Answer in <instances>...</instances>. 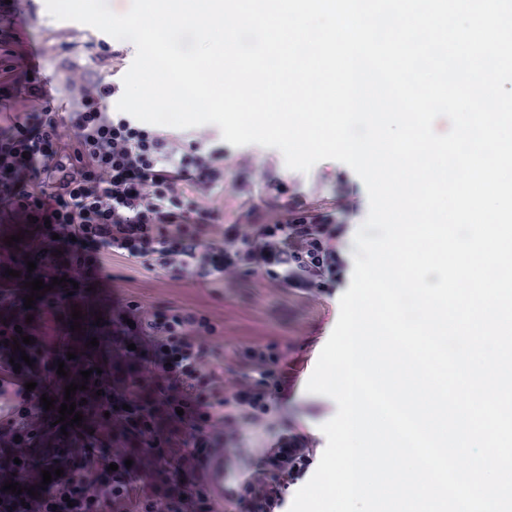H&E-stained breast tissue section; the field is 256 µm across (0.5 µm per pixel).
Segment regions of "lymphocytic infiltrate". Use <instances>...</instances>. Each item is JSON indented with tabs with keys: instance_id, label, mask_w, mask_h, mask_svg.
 Returning a JSON list of instances; mask_svg holds the SVG:
<instances>
[{
	"instance_id": "f902f5d3",
	"label": "lymphocytic infiltrate",
	"mask_w": 512,
	"mask_h": 512,
	"mask_svg": "<svg viewBox=\"0 0 512 512\" xmlns=\"http://www.w3.org/2000/svg\"><path fill=\"white\" fill-rule=\"evenodd\" d=\"M114 93L100 81L83 89L75 111L11 116L0 132V204L34 217L41 233L91 253L150 258L179 278L233 282L262 272L276 290L309 294L342 279L348 259L330 215L312 213L297 196L285 204L274 197L225 223L213 203L224 186L223 152L109 110ZM134 316L157 377L186 415L176 455L228 469L246 462L245 512H283L287 481L310 461L308 437L286 422L258 459L237 445L245 425L281 411L286 373L278 344L251 343L228 356L200 312L139 304ZM40 414L13 376H0V441L25 436ZM126 455L94 448L53 461L62 474L36 512H111L134 491ZM177 484V491L145 496L147 512H219L205 481L181 476Z\"/></svg>"
}]
</instances>
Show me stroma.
I'll list each match as a JSON object with an SVG mask.
<instances>
[{
	"label": "stroma",
	"instance_id": "35a3bbf8",
	"mask_svg": "<svg viewBox=\"0 0 512 512\" xmlns=\"http://www.w3.org/2000/svg\"><path fill=\"white\" fill-rule=\"evenodd\" d=\"M39 57L41 77L50 82L54 95H36V80L29 78L32 57ZM135 56L128 42L120 41L82 23L52 18L45 0H0V111L39 112L45 105L61 111L75 109L88 81L114 73H126ZM207 145L224 152V221L234 223L250 203L267 194L281 199L299 195L314 211L331 214L344 227L341 241L354 253V235L365 220L369 201L363 182L347 165L334 160L317 163L309 172L289 169L282 153L250 144H226L220 129L207 125ZM357 208H348L349 199ZM37 227L16 214L0 213V270L35 262L30 277L42 279L48 289L32 310L25 333L32 339L26 354L33 362L38 389L60 393L82 383L83 371L100 368L108 391L135 399L141 413L153 421L154 432L143 439L131 431L119 440L132 461L136 495L165 492L171 487L173 466L154 450L157 443L176 442L179 422L152 378L150 355L127 356L113 339L134 335L120 321L119 312L131 302H150L160 307L182 306L200 311L223 336L225 346L253 341H278L284 354L288 390L283 412L290 421L308 425L315 453H323V423L337 411L329 397L306 391L319 354L339 317L342 288L311 296L273 290L262 275H247L232 284L202 285L164 272L152 260L132 262L104 253L94 266L83 265L75 247L59 240L40 241ZM27 277V278H30ZM25 277H0L6 289L0 301V350L13 339L26 295ZM80 320H73L74 311ZM98 346H91V339ZM107 404L86 405L81 426L62 430L55 411L44 412L45 429L31 446L15 449L29 494L16 499L0 490V512H28L38 502L42 472L59 455H76L93 446L96 433L112 425Z\"/></svg>",
	"mask_w": 512,
	"mask_h": 512
}]
</instances>
